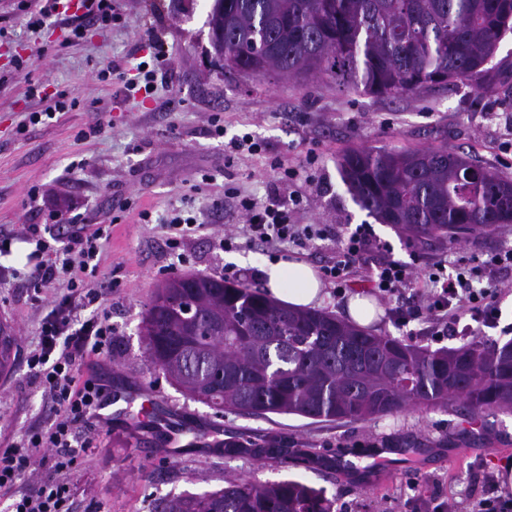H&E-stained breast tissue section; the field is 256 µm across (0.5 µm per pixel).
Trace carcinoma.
<instances>
[{
    "label": "carcinoma",
    "mask_w": 512,
    "mask_h": 512,
    "mask_svg": "<svg viewBox=\"0 0 512 512\" xmlns=\"http://www.w3.org/2000/svg\"><path fill=\"white\" fill-rule=\"evenodd\" d=\"M209 26L211 45L224 40V51L214 50L221 68L257 79L326 80L372 97L457 82L483 91L512 31V0H215ZM338 168L362 209L416 240L512 224V180L446 148H351ZM142 331L150 365L218 413L363 420L415 405L458 404L474 418L512 411V343L473 339L430 351L210 276L157 288ZM16 349L0 325V375ZM242 449L284 464L313 452L247 432L224 445L229 455ZM160 512H336V500L298 480L229 479L167 500Z\"/></svg>",
    "instance_id": "obj_1"
}]
</instances>
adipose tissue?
<instances>
[{"instance_id":"1","label":"adipose tissue","mask_w":512,"mask_h":512,"mask_svg":"<svg viewBox=\"0 0 512 512\" xmlns=\"http://www.w3.org/2000/svg\"><path fill=\"white\" fill-rule=\"evenodd\" d=\"M268 295L292 307L317 306L322 283L316 270L294 258L267 263L263 269Z\"/></svg>"}]
</instances>
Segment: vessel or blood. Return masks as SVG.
<instances>
[{
  "instance_id": "vessel-or-blood-1",
  "label": "vessel or blood",
  "mask_w": 512,
  "mask_h": 512,
  "mask_svg": "<svg viewBox=\"0 0 512 512\" xmlns=\"http://www.w3.org/2000/svg\"><path fill=\"white\" fill-rule=\"evenodd\" d=\"M165 406L158 395L139 393L136 395L116 394L104 407V420L121 419L129 425L144 422L152 429L161 447L171 455L178 454L182 437L201 440L199 429L188 422L170 418L164 412Z\"/></svg>"
}]
</instances>
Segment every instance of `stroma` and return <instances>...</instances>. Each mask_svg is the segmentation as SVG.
Returning <instances> with one entry per match:
<instances>
[{
    "label": "stroma",
    "instance_id": "35a3bbf8",
    "mask_svg": "<svg viewBox=\"0 0 512 512\" xmlns=\"http://www.w3.org/2000/svg\"><path fill=\"white\" fill-rule=\"evenodd\" d=\"M39 0H0V228L16 233L25 224L56 229L65 210L81 225L112 228L101 243L99 276L113 282L104 308L112 338V389L147 388L177 418L197 422L224 443L242 431L287 439L335 459L339 469L290 467L243 454L232 458L209 448L187 447L178 456L140 445L121 421L79 458L70 475L73 512H155L163 500L223 487L230 478L259 483L295 479L323 489L336 512H431V497L462 502L481 468L512 467V414L478 420L459 409L412 406L363 421H314L295 415L221 414L192 400L153 369L146 357L141 321L153 291L180 275L220 277L225 267L252 277L268 258L260 247L222 252L214 237L238 221L224 200L225 184L261 202L277 198V179L267 166L278 153L299 169L294 185L304 198L301 224H370L389 242L392 259L448 257L475 263L495 250L512 249V224L455 239L415 241L393 225L376 222L343 183L340 156L353 147L386 150L445 147L471 155L512 180V137L499 115L512 113V33L492 59L496 80L478 91L469 84L436 86L413 96L380 99L342 92L330 83L295 85L222 71L210 44L214 0H119L124 21L83 40L66 43L68 16L51 17L38 32L25 26L27 7ZM168 48V80L154 96L127 95L137 64L148 59V41ZM28 60L26 70L15 68ZM37 96H30V87ZM75 107L35 125L30 112L60 94ZM224 137L210 136L212 116ZM100 133H91L94 124ZM253 133L264 153L242 159L224 153L227 138ZM314 166H307V153ZM201 214L203 227L182 255L169 252L160 229L144 224L172 210ZM0 323L19 342L39 333V311L20 279L0 282ZM53 414L22 361L0 377V448Z\"/></svg>",
    "mask_w": 512,
    "mask_h": 512
}]
</instances>
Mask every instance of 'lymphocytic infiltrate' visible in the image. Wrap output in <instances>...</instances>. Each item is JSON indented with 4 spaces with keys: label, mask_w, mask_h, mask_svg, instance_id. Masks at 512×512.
<instances>
[{
    "label": "lymphocytic infiltrate",
    "mask_w": 512,
    "mask_h": 512,
    "mask_svg": "<svg viewBox=\"0 0 512 512\" xmlns=\"http://www.w3.org/2000/svg\"><path fill=\"white\" fill-rule=\"evenodd\" d=\"M281 186L289 188L295 168L282 158L269 161ZM225 196L245 221L226 227L216 240L230 252L259 245L276 253L286 245L301 248L328 237L336 241L333 256L320 268L336 295H344L353 276H361L387 307L397 325L425 323L427 335L441 341L482 332L500 324L501 276L512 271V250L489 255L481 263L449 264L439 259L428 269L417 262L385 257L386 246L371 225L335 228L329 224H296L292 209L301 195L291 192L288 203H260L228 187ZM104 229L86 235L74 232L63 245L41 240L28 257L23 279L35 300L43 303L35 342L26 347L23 363L51 403L53 419L24 431L19 442L0 450V492L9 495L10 512H72L69 476L78 454L89 448V431L99 408L112 392V375L91 363V357L112 349V326L99 309L108 284L92 266L100 253ZM54 463L49 476L36 478L45 456ZM469 512H512V495H502L492 471H484L470 490Z\"/></svg>",
    "instance_id": "f902f5d3"
}]
</instances>
